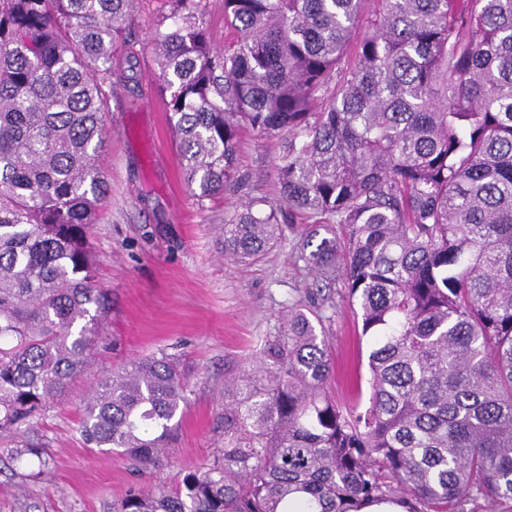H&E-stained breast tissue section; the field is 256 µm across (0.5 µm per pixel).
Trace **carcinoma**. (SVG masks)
I'll return each mask as SVG.
<instances>
[{
	"label": "carcinoma",
	"mask_w": 512,
	"mask_h": 512,
	"mask_svg": "<svg viewBox=\"0 0 512 512\" xmlns=\"http://www.w3.org/2000/svg\"><path fill=\"white\" fill-rule=\"evenodd\" d=\"M154 39L184 182L235 185L246 127L284 135L278 200L224 219V256L256 261L286 217L297 260L340 277L369 339L368 403L328 392L326 316L290 307L224 378V447L176 490L112 512H465L512 503V0H165ZM136 0H0V437L13 459L89 370L112 301L89 235L108 194L112 53ZM364 34L356 35L358 27ZM342 224L343 241L312 238ZM178 358L95 379L82 438L141 470L169 456L188 401ZM205 22L211 31L214 43L224 47L230 36L224 28V0H206Z\"/></svg>",
	"instance_id": "carcinoma-1"
}]
</instances>
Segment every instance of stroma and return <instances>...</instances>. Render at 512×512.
<instances>
[{
    "label": "stroma",
    "mask_w": 512,
    "mask_h": 512,
    "mask_svg": "<svg viewBox=\"0 0 512 512\" xmlns=\"http://www.w3.org/2000/svg\"><path fill=\"white\" fill-rule=\"evenodd\" d=\"M166 0H137L133 50L112 55L114 87L105 117L104 166L110 191L90 241L97 285L112 298L87 374L34 425L50 480L32 478L0 439V512H112L113 500L134 485L176 488L186 469L209 460L223 444L217 417L224 376L252 359L272 335L278 312L315 307L331 295L325 325L333 365L328 389L341 404L368 397L369 341L343 300L342 283L325 285L296 259L303 224L283 227L279 242L258 261L224 255V219L247 198L276 200L277 135L243 130L237 156L240 183L197 203L186 188L154 62V33ZM178 355L189 374L190 401L179 421L168 463L142 473L123 457L91 452L78 431V409L94 378L126 359L159 350Z\"/></svg>",
    "instance_id": "stroma-1"
}]
</instances>
